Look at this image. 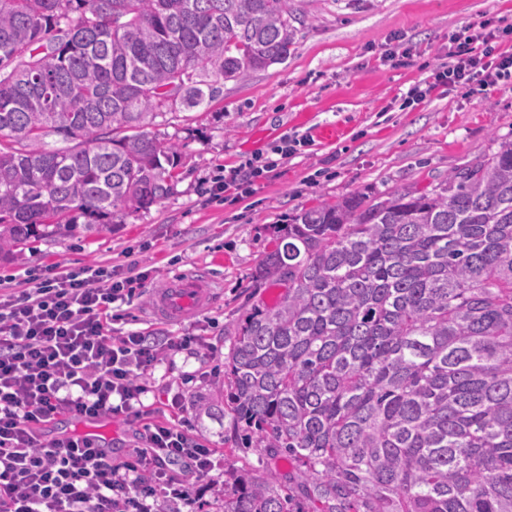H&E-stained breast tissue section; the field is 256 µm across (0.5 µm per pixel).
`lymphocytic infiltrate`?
Listing matches in <instances>:
<instances>
[{
  "mask_svg": "<svg viewBox=\"0 0 512 512\" xmlns=\"http://www.w3.org/2000/svg\"><path fill=\"white\" fill-rule=\"evenodd\" d=\"M511 36V25L469 27L449 50L448 67L411 87L408 101L423 102L439 85L471 94L511 78L512 54L495 48ZM306 144L282 137L270 154L252 155L201 192L250 195L278 159ZM147 278L59 264L28 270L22 287H0V512H165L173 501L193 506L215 467L214 453L183 431L148 426L146 447L120 462L89 438L41 432L61 416H141V376L156 368L162 352L188 344L170 338L159 345L138 331L113 335V304L132 299Z\"/></svg>",
  "mask_w": 512,
  "mask_h": 512,
  "instance_id": "lymphocytic-infiltrate-1",
  "label": "lymphocytic infiltrate"
}]
</instances>
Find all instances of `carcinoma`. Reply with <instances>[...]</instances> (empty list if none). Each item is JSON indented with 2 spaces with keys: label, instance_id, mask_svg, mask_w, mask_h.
Segmentation results:
<instances>
[{
  "label": "carcinoma",
  "instance_id": "obj_1",
  "mask_svg": "<svg viewBox=\"0 0 512 512\" xmlns=\"http://www.w3.org/2000/svg\"><path fill=\"white\" fill-rule=\"evenodd\" d=\"M295 32L287 0H0V259L166 199L162 90L211 102ZM256 275L288 291L246 316L229 390L193 412L228 406L294 471L245 474L224 512H512V141L429 192L297 213Z\"/></svg>",
  "mask_w": 512,
  "mask_h": 512
}]
</instances>
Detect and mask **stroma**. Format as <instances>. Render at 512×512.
<instances>
[{"label":"stroma","instance_id":"obj_1","mask_svg":"<svg viewBox=\"0 0 512 512\" xmlns=\"http://www.w3.org/2000/svg\"><path fill=\"white\" fill-rule=\"evenodd\" d=\"M288 11L296 28L288 61L224 82L209 105L156 118L153 133L180 147L167 199L138 212L117 211L110 228L99 232L29 242L19 256L0 261V280L58 263L147 273L140 294L116 307L113 335L138 330L158 340L200 337V344L171 354L145 376L141 418L95 424L122 458L145 447L146 425L170 419L214 449L221 464L204 483L194 512H224V491L242 471L279 480L292 469L286 459L269 462L239 444L232 413L201 424L192 410L197 396L223 384L239 323L284 291L279 282L256 277L276 244V225L355 192L378 197L431 189L454 168L512 140V80L471 95L441 86L423 103H403L410 86L447 62L453 37L465 27L486 20L512 25V0H288ZM397 35L416 50L403 67L387 59ZM287 134L311 144L281 160L252 195L201 194L203 181L269 152ZM195 270L211 276V302L182 321L154 319V290L175 273ZM176 394L183 399L177 414L168 407Z\"/></svg>","mask_w":512,"mask_h":512}]
</instances>
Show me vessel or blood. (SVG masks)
I'll use <instances>...</instances> for the list:
<instances>
[{
  "label": "vessel or blood",
  "mask_w": 512,
  "mask_h": 512,
  "mask_svg": "<svg viewBox=\"0 0 512 512\" xmlns=\"http://www.w3.org/2000/svg\"><path fill=\"white\" fill-rule=\"evenodd\" d=\"M211 284L203 275L178 273L170 277L152 297V313L160 320L186 318L208 304Z\"/></svg>",
  "instance_id": "obj_1"
}]
</instances>
